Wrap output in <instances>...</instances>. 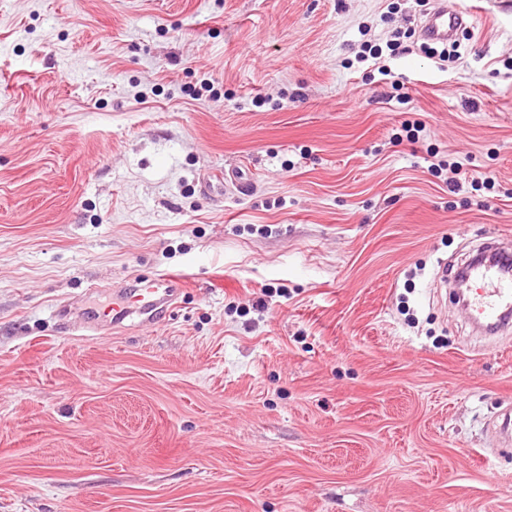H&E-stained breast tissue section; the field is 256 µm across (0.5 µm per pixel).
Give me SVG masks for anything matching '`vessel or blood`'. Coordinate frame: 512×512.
<instances>
[{"mask_svg": "<svg viewBox=\"0 0 512 512\" xmlns=\"http://www.w3.org/2000/svg\"><path fill=\"white\" fill-rule=\"evenodd\" d=\"M466 18L465 11L444 4L426 16L420 33L428 42L447 43L464 26ZM464 273L470 281L464 313L473 328L489 335L511 331L512 245L497 244L488 259L466 263ZM185 285V278L174 273L140 281L138 287L125 289L119 299L113 300L103 316L116 328L130 320L154 324L176 306Z\"/></svg>", "mask_w": 512, "mask_h": 512, "instance_id": "b4317fda", "label": "vessel or blood"}]
</instances>
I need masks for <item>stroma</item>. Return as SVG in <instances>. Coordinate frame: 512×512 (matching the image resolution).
<instances>
[{
	"label": "stroma",
	"mask_w": 512,
	"mask_h": 512,
	"mask_svg": "<svg viewBox=\"0 0 512 512\" xmlns=\"http://www.w3.org/2000/svg\"><path fill=\"white\" fill-rule=\"evenodd\" d=\"M460 2L387 80L437 0H0V512H512V338L436 283L512 238V0ZM430 12L420 25L422 38L431 43H447L465 25L467 12L456 6L448 7V2ZM185 286L186 279L180 274L145 279L137 288H124L120 299L113 298L112 306L106 307L102 316L112 323V328H120L129 320L152 325L176 306L180 288Z\"/></svg>",
	"instance_id": "stroma-1"
}]
</instances>
